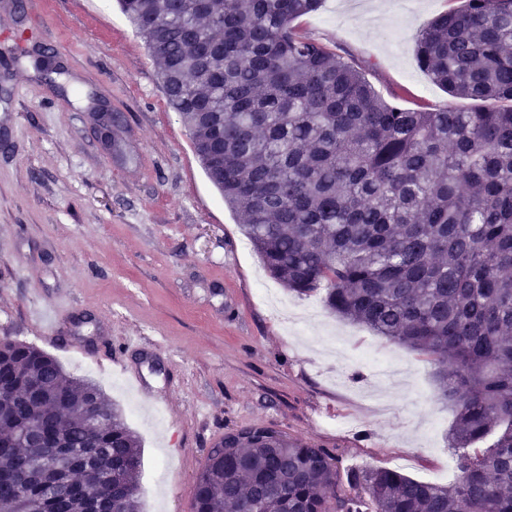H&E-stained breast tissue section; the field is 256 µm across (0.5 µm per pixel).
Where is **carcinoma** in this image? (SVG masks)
<instances>
[{
  "label": "carcinoma",
  "mask_w": 512,
  "mask_h": 512,
  "mask_svg": "<svg viewBox=\"0 0 512 512\" xmlns=\"http://www.w3.org/2000/svg\"><path fill=\"white\" fill-rule=\"evenodd\" d=\"M323 0H118L270 276L437 365L453 483L244 424L194 512H512V0H463L416 45L464 110L401 108L297 31ZM36 456L24 495L14 472ZM138 439L95 383L0 340V512H140Z\"/></svg>",
  "instance_id": "cac0c4a2"
}]
</instances>
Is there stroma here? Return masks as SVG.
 <instances>
[{
	"instance_id": "1",
	"label": "stroma",
	"mask_w": 512,
	"mask_h": 512,
	"mask_svg": "<svg viewBox=\"0 0 512 512\" xmlns=\"http://www.w3.org/2000/svg\"><path fill=\"white\" fill-rule=\"evenodd\" d=\"M462 0H324L295 23L382 96L447 104L415 41ZM57 52L49 82L27 52ZM122 123L101 138L91 100ZM57 312L54 336L43 313ZM53 356L139 418L143 512H193L206 454L273 424L342 465L442 483L453 410L427 356L276 287L206 177L116 0H0V339ZM135 374L139 387L109 377Z\"/></svg>"
}]
</instances>
